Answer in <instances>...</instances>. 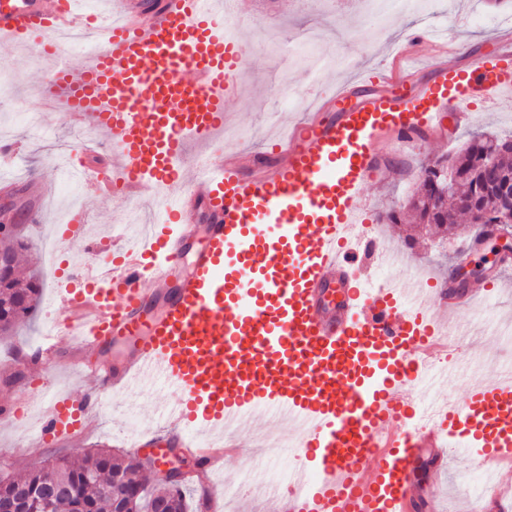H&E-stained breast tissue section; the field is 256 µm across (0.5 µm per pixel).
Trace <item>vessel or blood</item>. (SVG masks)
Segmentation results:
<instances>
[{"label":"vessel or blood","instance_id":"b4317fda","mask_svg":"<svg viewBox=\"0 0 512 512\" xmlns=\"http://www.w3.org/2000/svg\"><path fill=\"white\" fill-rule=\"evenodd\" d=\"M88 25L73 0H0V39L50 62L40 85L49 110L95 132L80 154L109 143L108 162L91 172L101 198L148 189L163 218L139 240L92 244L59 286L64 316L51 319L41 352L67 342L94 388L61 395L39 377L29 394L39 441L79 437L105 399L148 378L176 448L209 467L250 451L198 432L251 415L295 424L278 512H411L417 493L436 489L414 482L429 450H474L511 488L512 374L472 383L463 405L423 410L411 387L433 370L458 374L456 329L425 294L407 305L403 288L369 284L357 269L379 247L359 231L369 214L362 189L384 148L414 147L465 122L472 103L512 91V29L494 54L423 81L405 65L414 46H399L403 66L383 80L411 93L304 114L274 142L270 171L224 152L225 104L241 94L246 47L228 37L238 21L216 0H156L147 11L125 0L76 73L64 38ZM124 344L123 362H104Z\"/></svg>","mask_w":512,"mask_h":512}]
</instances>
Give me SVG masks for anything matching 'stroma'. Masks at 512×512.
I'll use <instances>...</instances> for the list:
<instances>
[{
    "instance_id": "obj_1",
    "label": "stroma",
    "mask_w": 512,
    "mask_h": 512,
    "mask_svg": "<svg viewBox=\"0 0 512 512\" xmlns=\"http://www.w3.org/2000/svg\"><path fill=\"white\" fill-rule=\"evenodd\" d=\"M232 11L240 18L242 36L252 51L240 74L244 91L227 103L224 150L242 158L259 157L276 135L266 124L268 113H278L282 124L299 118L284 96L291 87L307 89L309 96H332L339 85L354 81L356 75L376 71L390 55L395 43L428 27L445 25L442 42H421L417 54L423 75H431L441 65H466L491 52L496 36L492 19L512 14V7L489 6L486 0H422L418 8L388 14L370 12L367 0H232ZM316 33V55L296 52L308 33ZM351 67H344L343 58ZM0 79L7 93L0 97V129L8 128V141L14 157L0 160V204L11 203L25 211L29 225L32 268L41 280L42 292L34 320L23 323L14 336L0 339V460L14 474L24 473L32 464L51 455L78 459L96 448L126 453L129 432L154 433L158 420L145 407L142 387L104 403L94 426L84 435L60 443L37 442L31 422L14 413L31 377L45 372L53 376L60 391H89L91 377L73 375L66 363H53L30 356L45 323L47 310L57 303L52 275L53 263L79 265L89 253L85 242L57 245V226L64 212L79 206L90 216L92 236H100L109 226L119 225L121 200L103 202L93 182L75 186L60 174L59 145L76 146L82 131L67 125L60 117L45 112L34 94L44 77L41 58L20 47L0 43ZM37 115L45 126L46 137L37 136L23 118L24 112ZM476 132L512 134V95L488 105L470 107V118L460 127L425 137L414 150L390 146L384 153L378 177L362 190L364 204L382 214L405 205L419 186L418 173L430 159L459 150ZM377 233L400 256L397 263L383 265L370 257L361 268L371 280L412 281L421 272L432 281L448 277V269L465 254L475 230L463 225L458 234L441 242L426 238L417 225L378 223ZM499 285L487 289L486 278L468 284L473 296L469 307L450 313L449 318L461 338V368L456 379L436 389L437 394L463 401L472 374V363H480V376L491 380L512 356V338L493 334L478 325L484 311H492L497 325L512 327V267L498 275ZM476 461L467 454L456 455L440 465L437 474L439 494L427 500L424 512H470L473 495L460 480L474 471Z\"/></svg>"
}]
</instances>
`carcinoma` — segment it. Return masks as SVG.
I'll return each mask as SVG.
<instances>
[{"label":"carcinoma","instance_id":"1","mask_svg":"<svg viewBox=\"0 0 512 512\" xmlns=\"http://www.w3.org/2000/svg\"><path fill=\"white\" fill-rule=\"evenodd\" d=\"M504 141L506 138L496 134H473L464 148L451 156L457 177L448 188L437 179L430 164H424L418 194L409 201L419 223L448 231L456 227L460 215L471 224L496 221L512 193V150L498 153L491 171L485 167V158L493 146ZM4 241L3 251L11 253L13 264L0 269V337L13 335L20 324L36 317L41 294L38 277L25 282L17 276L19 257L28 249L24 225ZM143 467L144 463L135 457L114 455L106 449L89 452L78 462L57 456L31 467L22 477L4 474L0 492L22 487L36 504L51 473L67 485L66 493L53 500L51 512H151L159 501L167 502L169 512H189L183 480L150 488L141 477Z\"/></svg>","mask_w":512,"mask_h":512}]
</instances>
